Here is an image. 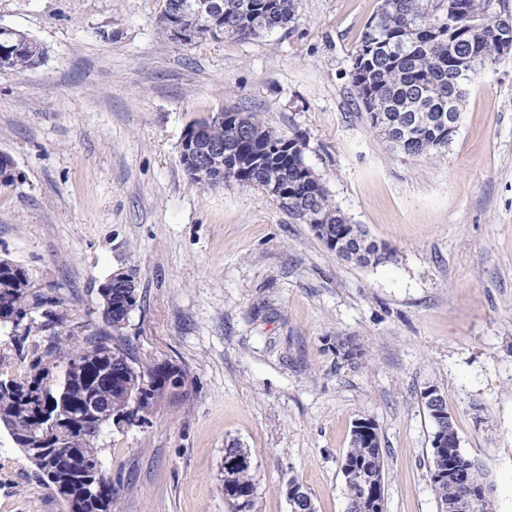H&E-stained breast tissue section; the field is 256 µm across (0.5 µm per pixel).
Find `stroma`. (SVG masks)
I'll use <instances>...</instances> for the list:
<instances>
[{
	"mask_svg": "<svg viewBox=\"0 0 512 512\" xmlns=\"http://www.w3.org/2000/svg\"><path fill=\"white\" fill-rule=\"evenodd\" d=\"M381 0H296V19L246 39L181 44L166 0H0V24L43 61L0 70V259L61 302L79 337L104 330L97 293L136 266L116 343L185 385L144 421L109 424L114 512H234L224 450L250 452L255 512H344L340 469L369 420L384 450L385 512H441L423 390L448 400L495 512H512V54L486 68L447 150L411 159L370 127L351 56ZM259 113L303 138L331 202L390 257L360 266L257 187L207 188L180 159L212 113ZM350 340L361 357L336 355ZM0 512H67L0 430ZM286 498L290 512H314L315 507L310 494L296 481L291 480L286 487Z\"/></svg>",
	"mask_w": 512,
	"mask_h": 512,
	"instance_id": "obj_1",
	"label": "stroma"
}]
</instances>
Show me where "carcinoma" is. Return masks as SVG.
Returning <instances> with one entry per match:
<instances>
[{"label": "carcinoma", "mask_w": 512, "mask_h": 512, "mask_svg": "<svg viewBox=\"0 0 512 512\" xmlns=\"http://www.w3.org/2000/svg\"><path fill=\"white\" fill-rule=\"evenodd\" d=\"M455 0H383L375 18L363 32L352 55L351 78L357 100L363 106L370 126L382 139L387 134L374 116L402 115L409 119L402 144L389 146L410 158L438 154L448 148V128L436 116L448 112V85L457 83V100L464 102L468 86L489 65L502 58L500 43L512 38V14L501 8L500 0H468L469 13L459 14ZM295 21V0H224V36L251 37L264 30L284 27ZM189 26L198 38L222 36L206 19H191ZM0 69L23 71L44 58V47L33 39L14 36L3 45ZM239 121L261 137L272 134L256 112L239 113ZM295 150L257 173L253 170V147L238 152L237 161H224V181L263 187L277 179L288 187V206L284 210L306 224H346L340 211L330 202L324 187L307 178L303 159L305 143L296 138ZM340 257L362 266L377 265L385 257L372 247L358 256L337 251ZM16 314L14 330L23 346L33 332L54 329L56 340L47 350L34 352L30 370L22 379L0 373V426L9 428L14 444L25 456L29 436L44 407L64 406L75 420L50 431V460L35 461L44 484L65 489L62 501L69 512H112L119 488L102 469L99 430L112 421L87 413L91 398L109 400L112 410L125 412L131 406V393L138 392V412L149 413L157 398L167 389H178L185 382L180 369L154 365L133 372L121 386L112 378V355L121 351L109 345L106 334L83 341L75 337L65 309L43 312L44 321L32 318L43 306V299L32 292L24 269L17 265L0 267V304ZM83 422L97 427L78 437L74 425ZM449 457L462 466L475 468V478L486 481L485 466L463 454L453 420L444 426ZM366 463L383 476L382 448H366L350 443L341 461V470ZM442 512H452L454 503L466 487L455 480L433 483ZM257 479L249 466H224V498L230 503L247 497V512H254Z\"/></svg>", "instance_id": "obj_1"}]
</instances>
